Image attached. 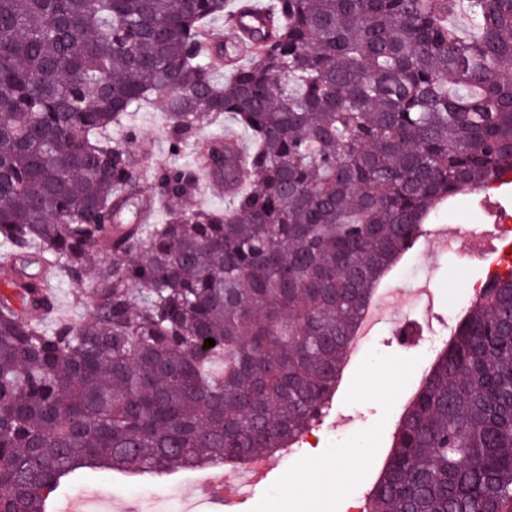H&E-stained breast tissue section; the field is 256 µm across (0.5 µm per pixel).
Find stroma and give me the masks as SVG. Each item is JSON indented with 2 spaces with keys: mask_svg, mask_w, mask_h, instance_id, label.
<instances>
[{
  "mask_svg": "<svg viewBox=\"0 0 512 512\" xmlns=\"http://www.w3.org/2000/svg\"><path fill=\"white\" fill-rule=\"evenodd\" d=\"M125 128L133 143L146 141L152 146L151 155L142 159V174H150L158 163L180 164L192 156L188 148L171 153L166 118L157 104H146L128 117ZM481 221L472 193L440 204L425 221L423 237L380 282L387 295L381 319L317 419L315 444L302 445L292 457L269 456L268 475L239 504V512H270L274 504L287 500L289 477L309 475L308 463H326L342 448L350 449L358 459L352 475L337 488L326 485L321 476L309 475L303 504L289 507L288 512H348L351 497L371 492L390 456L398 421L434 361L428 333L448 323L449 298H466L470 284L485 280L489 273L487 265L473 263L468 265L467 279H460L457 268L463 259L448 252L440 233L454 225ZM372 376L380 388L371 395L367 382ZM202 474L199 468L136 475L88 470L57 493L48 512H67L76 500L95 494L105 500L109 512H127L129 505L140 507L154 499L161 501L163 512H185L194 502L200 503L203 512H211V504L201 502L197 492Z\"/></svg>",
  "mask_w": 512,
  "mask_h": 512,
  "instance_id": "stroma-1",
  "label": "stroma"
}]
</instances>
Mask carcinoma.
<instances>
[{
  "label": "carcinoma",
  "instance_id": "obj_1",
  "mask_svg": "<svg viewBox=\"0 0 512 512\" xmlns=\"http://www.w3.org/2000/svg\"><path fill=\"white\" fill-rule=\"evenodd\" d=\"M225 7L0 0V512H45L84 468L290 447L430 211L512 174V0H268L248 52L207 50ZM460 10L476 36L448 24ZM157 97L193 157L147 189L106 131ZM223 117L255 153L199 141ZM207 177L224 208L141 223ZM60 271L80 300L92 286L90 317L47 330L29 315L51 311L41 285ZM484 288L406 408L370 512H512V271Z\"/></svg>",
  "mask_w": 512,
  "mask_h": 512
}]
</instances>
